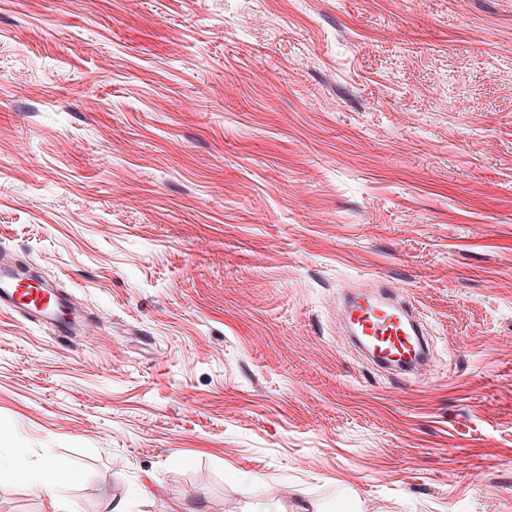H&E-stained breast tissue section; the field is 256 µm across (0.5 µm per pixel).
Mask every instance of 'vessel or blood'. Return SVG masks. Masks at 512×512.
<instances>
[{
    "label": "vessel or blood",
    "instance_id": "obj_1",
    "mask_svg": "<svg viewBox=\"0 0 512 512\" xmlns=\"http://www.w3.org/2000/svg\"><path fill=\"white\" fill-rule=\"evenodd\" d=\"M0 308L45 321L63 337L72 335L80 321L62 293L42 282L19 289L17 275L4 267H0ZM344 322L350 335L378 362L409 370L427 357L418 312L388 283L380 281L375 290L348 294Z\"/></svg>",
    "mask_w": 512,
    "mask_h": 512
}]
</instances>
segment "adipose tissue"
I'll return each instance as SVG.
<instances>
[{
	"mask_svg": "<svg viewBox=\"0 0 512 512\" xmlns=\"http://www.w3.org/2000/svg\"><path fill=\"white\" fill-rule=\"evenodd\" d=\"M5 454L7 463L0 465V481L23 482L35 495L54 504L81 477L73 464L54 458L35 461L22 448L6 449Z\"/></svg>",
	"mask_w": 512,
	"mask_h": 512,
	"instance_id": "obj_1",
	"label": "adipose tissue"
}]
</instances>
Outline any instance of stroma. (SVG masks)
Masks as SVG:
<instances>
[{"mask_svg": "<svg viewBox=\"0 0 512 512\" xmlns=\"http://www.w3.org/2000/svg\"><path fill=\"white\" fill-rule=\"evenodd\" d=\"M0 512H512V0H0ZM434 359L386 372L344 291ZM18 274L0 267V308L35 318L53 325L58 336H70L79 324V316L72 311L67 298L52 286L36 282L31 288L18 287ZM373 288L346 297V329L377 362L410 372L427 357L419 313L388 283L378 281ZM3 454L7 456V467L1 463ZM0 457L1 482L21 481L35 495L48 499L52 504H57L81 477L73 464L54 458L33 461L23 448H0Z\"/></svg>", "mask_w": 512, "mask_h": 512, "instance_id": "stroma-1", "label": "stroma"}]
</instances>
